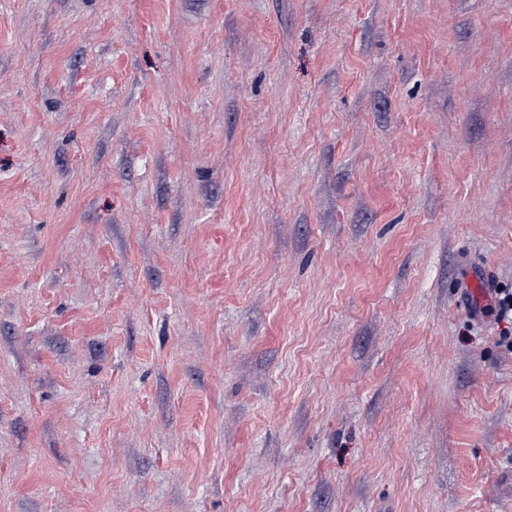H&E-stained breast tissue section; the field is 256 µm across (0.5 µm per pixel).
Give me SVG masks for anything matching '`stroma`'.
Returning <instances> with one entry per match:
<instances>
[{
	"instance_id": "obj_1",
	"label": "stroma",
	"mask_w": 512,
	"mask_h": 512,
	"mask_svg": "<svg viewBox=\"0 0 512 512\" xmlns=\"http://www.w3.org/2000/svg\"><path fill=\"white\" fill-rule=\"evenodd\" d=\"M512 0H0V512H512Z\"/></svg>"
}]
</instances>
